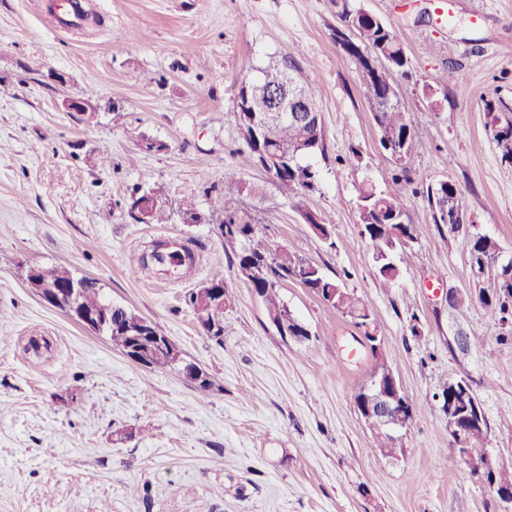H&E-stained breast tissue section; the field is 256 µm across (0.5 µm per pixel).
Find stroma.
Wrapping results in <instances>:
<instances>
[{"label": "stroma", "instance_id": "stroma-1", "mask_svg": "<svg viewBox=\"0 0 512 512\" xmlns=\"http://www.w3.org/2000/svg\"><path fill=\"white\" fill-rule=\"evenodd\" d=\"M83 2L74 27L57 0H0V512H500L458 454L440 394L470 384L489 463L511 469L512 347L481 304L449 305V293L494 284L475 282L467 238L435 223L426 190L452 180L470 223L512 255V167L484 112L488 100L512 109V0H358L405 49L394 81L416 132L405 198L414 240L388 289L356 200L393 165L330 0ZM290 57L318 88L325 146L311 158L318 191L294 200L254 163L234 117L239 84ZM452 59L460 81L440 86ZM70 99L94 109L66 111ZM230 183L258 187L247 203L272 250L343 276L377 343L291 280L280 294L311 338L280 336L209 208ZM138 187L192 197L200 222H136ZM307 212L331 226L335 247ZM164 240L194 251L193 277L131 271L132 253ZM58 264L154 323L212 388L134 363L18 274ZM216 271L231 295L220 341L185 302ZM379 357L413 407L393 458L372 448L354 400Z\"/></svg>", "mask_w": 512, "mask_h": 512}]
</instances>
